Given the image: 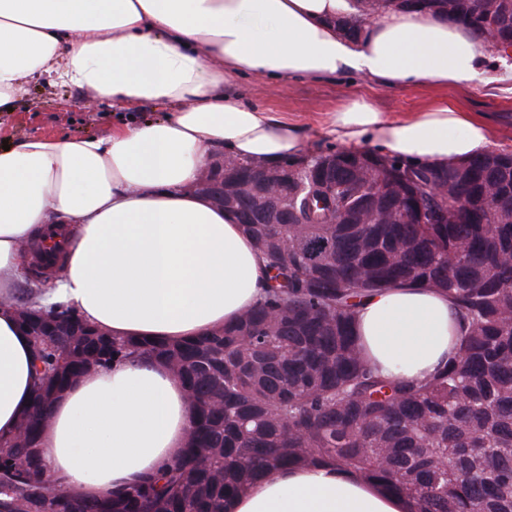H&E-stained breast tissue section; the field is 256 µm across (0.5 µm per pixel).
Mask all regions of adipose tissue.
I'll list each match as a JSON object with an SVG mask.
<instances>
[{
	"instance_id": "obj_1",
	"label": "adipose tissue",
	"mask_w": 512,
	"mask_h": 512,
	"mask_svg": "<svg viewBox=\"0 0 512 512\" xmlns=\"http://www.w3.org/2000/svg\"><path fill=\"white\" fill-rule=\"evenodd\" d=\"M358 0H0V113L25 82L47 79L121 111L108 136H34L0 148V437L29 410L32 348L13 302L30 246L54 237L59 272L43 303L64 302L114 337L180 343L234 323L265 297L268 268L235 214L194 191L227 153L269 167L304 155L300 124L272 115L233 79L281 82L352 73L383 87L503 88L512 75L468 29L396 10L360 40L336 28ZM147 102L160 120L137 121ZM318 137L375 147L411 165L452 168L496 146L482 116L442 100L405 116L364 97L329 112ZM357 332L384 373L425 379L457 353L454 305L431 288L375 293ZM46 473L80 497L118 495L175 460L193 408L182 382L141 355L90 370L48 409ZM403 498L328 467L255 482L227 512H408Z\"/></svg>"
}]
</instances>
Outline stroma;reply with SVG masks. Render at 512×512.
I'll return each mask as SVG.
<instances>
[{"label":"stroma","mask_w":512,"mask_h":512,"mask_svg":"<svg viewBox=\"0 0 512 512\" xmlns=\"http://www.w3.org/2000/svg\"><path fill=\"white\" fill-rule=\"evenodd\" d=\"M233 90L246 93L274 115L301 124L309 133L308 152L338 150V143L315 136L325 112L345 101L365 96L392 115L415 112L433 99L446 98L467 112L484 114L495 126L500 149L512 150V96L463 84L443 90L406 86L385 88L350 73L312 80L297 78L283 84L268 78L231 81ZM112 129V111L91 94L47 81L29 83L17 109L0 115V141L17 144L36 135L103 137Z\"/></svg>","instance_id":"1"}]
</instances>
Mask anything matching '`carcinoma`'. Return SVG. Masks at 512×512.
Wrapping results in <instances>:
<instances>
[{
	"instance_id": "1",
	"label": "carcinoma",
	"mask_w": 512,
	"mask_h": 512,
	"mask_svg": "<svg viewBox=\"0 0 512 512\" xmlns=\"http://www.w3.org/2000/svg\"><path fill=\"white\" fill-rule=\"evenodd\" d=\"M361 18L407 5L360 0ZM485 38L512 43V0H415ZM336 158L330 183L322 162ZM369 164L377 190L356 176ZM288 224H251L256 167L239 163L236 213L269 269L264 303L195 340L114 338L55 303L58 335H42L43 294L31 277L21 324L34 351L31 408L0 438V512H226L255 481L284 468L330 466L406 498L411 512H512V151L452 169L441 202L448 224L399 220L427 187L426 174L370 151L286 159ZM496 191L490 196V191ZM374 209L377 224H331L339 211ZM448 294L466 332L456 356L425 380L387 375L356 334L361 300L399 287ZM92 335L70 336L72 323ZM135 354L164 360L195 409L185 448L123 494L87 501L45 474L37 439L47 402L90 368Z\"/></svg>"
}]
</instances>
